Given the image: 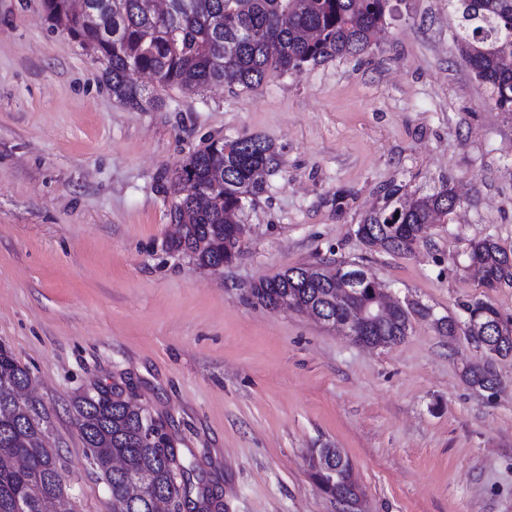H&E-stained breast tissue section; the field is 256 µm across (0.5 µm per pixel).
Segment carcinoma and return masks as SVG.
I'll use <instances>...</instances> for the list:
<instances>
[{
  "label": "carcinoma",
  "instance_id": "1",
  "mask_svg": "<svg viewBox=\"0 0 512 512\" xmlns=\"http://www.w3.org/2000/svg\"><path fill=\"white\" fill-rule=\"evenodd\" d=\"M74 2L43 0L47 18L105 61L103 81L115 100L131 108L153 101L132 81L135 72L151 74L162 86L250 88L272 72L364 51L391 11L389 0H169L165 13L147 9L145 0H86L84 13ZM450 5L461 56L485 85L495 108L512 112V0H471L463 11L457 10V0ZM279 163L274 144L254 136L217 138L191 154L173 173L170 192L179 197L185 180L196 182L202 191L180 212L186 226L171 247L192 251L203 268L237 256L239 244L228 240L224 225L263 192L264 182L254 170L268 171ZM216 171L221 172L217 185ZM452 207L454 195L445 185L408 199L407 212L398 216L394 204L384 212H369L356 234L367 246L410 254L419 229ZM398 222L408 230L388 235L385 226ZM468 253L478 260L473 271L483 286L512 284V254L496 240H472ZM354 268L335 259L292 267L253 283L249 292L265 307L281 297L298 310L312 306L329 318L351 307L349 302L336 303V282ZM464 309L478 324L501 315L485 301ZM428 311L420 304L410 306L399 316L398 327L410 328L414 316L429 318ZM470 338L484 360L464 367L462 377L472 387L492 390L498 378L489 360L512 356V334L487 336L479 331ZM28 379L27 368L0 344V512H43L50 496L56 497L61 512H72V503L63 495L60 457L44 444L46 418L15 395ZM72 405L81 439L99 470H107L113 459L123 465L112 474L109 486L112 512H168L171 499L199 494L194 467L185 464L182 474L173 475L167 457L146 446L144 413L129 408L115 391L77 395ZM312 469L323 492L345 498L350 473L340 449H326ZM136 482L149 484L155 494L148 499L129 496L128 487Z\"/></svg>",
  "mask_w": 512,
  "mask_h": 512
}]
</instances>
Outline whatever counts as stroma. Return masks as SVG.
I'll use <instances>...</instances> for the list:
<instances>
[{"label": "stroma", "mask_w": 512, "mask_h": 512, "mask_svg": "<svg viewBox=\"0 0 512 512\" xmlns=\"http://www.w3.org/2000/svg\"><path fill=\"white\" fill-rule=\"evenodd\" d=\"M358 55L259 85L186 91L141 78L158 106L120 104L102 60L52 27L43 0H0V342L32 377L77 512H111L72 399L131 384L180 459L218 496L210 512H341L311 477L339 448L358 512H512V357L496 392L462 378L482 353L413 318L367 348L249 286L342 259L401 301L464 321L512 315V284L483 287L468 243L512 251V113L458 50L448 0H391ZM261 136L282 163L240 215L247 234L214 273L170 246L169 180L212 139ZM460 203L402 255L355 230L391 188Z\"/></svg>", "instance_id": "35a3bbf8"}]
</instances>
